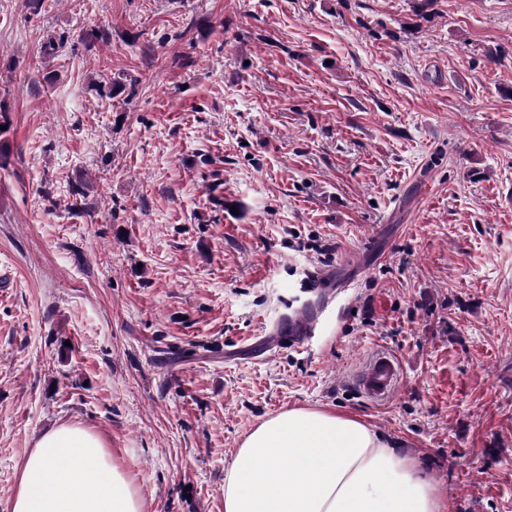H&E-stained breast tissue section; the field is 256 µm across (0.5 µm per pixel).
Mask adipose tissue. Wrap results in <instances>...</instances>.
I'll list each match as a JSON object with an SVG mask.
<instances>
[{
	"label": "adipose tissue",
	"mask_w": 512,
	"mask_h": 512,
	"mask_svg": "<svg viewBox=\"0 0 512 512\" xmlns=\"http://www.w3.org/2000/svg\"><path fill=\"white\" fill-rule=\"evenodd\" d=\"M10 512H147L103 438L77 422L19 463ZM418 462L355 418L295 407L243 439L224 473V512H443Z\"/></svg>",
	"instance_id": "ef3b65f1"
}]
</instances>
